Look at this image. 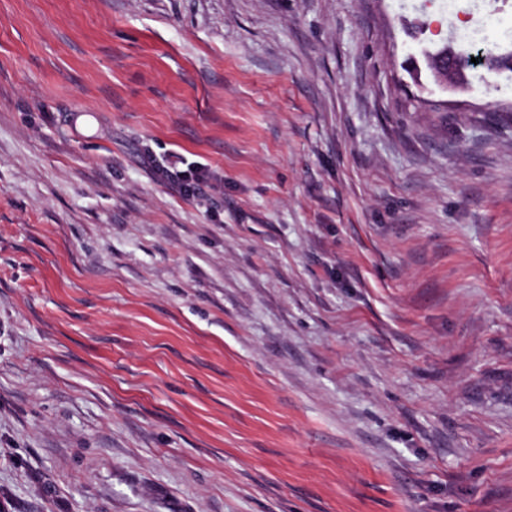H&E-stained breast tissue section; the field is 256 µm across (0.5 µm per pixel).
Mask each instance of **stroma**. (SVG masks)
Here are the masks:
<instances>
[{
	"mask_svg": "<svg viewBox=\"0 0 512 512\" xmlns=\"http://www.w3.org/2000/svg\"><path fill=\"white\" fill-rule=\"evenodd\" d=\"M506 23L0 0L5 512H512ZM452 55V51L444 50L437 55L431 56L429 60V68L433 76V80L440 84L448 87V84H459L455 83L458 79H461V75L456 71L448 72L450 66L448 57Z\"/></svg>",
	"mask_w": 512,
	"mask_h": 512,
	"instance_id": "obj_1",
	"label": "stroma"
}]
</instances>
